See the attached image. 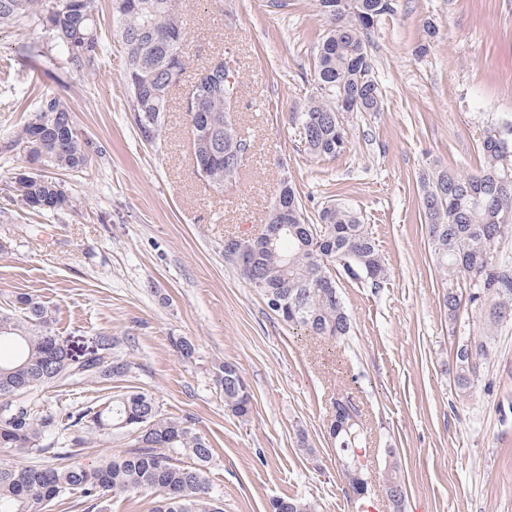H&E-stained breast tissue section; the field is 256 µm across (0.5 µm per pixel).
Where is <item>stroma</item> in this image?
I'll return each mask as SVG.
<instances>
[{"mask_svg":"<svg viewBox=\"0 0 512 512\" xmlns=\"http://www.w3.org/2000/svg\"><path fill=\"white\" fill-rule=\"evenodd\" d=\"M285 2L180 0L189 69L158 148L141 142L131 117L111 0H97L104 51L90 76L47 63L41 30L0 27V306L41 302L55 336L78 354L96 336L115 337L133 363L128 377L57 387L50 401L154 393L210 442L206 476L224 512H268L286 496L319 512H357L326 434L330 401L344 391L363 404L368 455L397 451L404 512H512V319L460 392L455 347L485 335L487 309L462 308L449 322L419 199L422 173L478 172L483 138L512 123V0H398L371 36L384 109L345 113L349 147L335 158L305 153L289 120L312 92L325 25L313 0ZM220 54L236 62V117L255 149L239 182L218 193L195 171L183 103L192 68ZM47 91L66 101L99 154L63 174L70 208L27 214L8 202L26 168L12 139ZM284 178L305 216L349 202L384 259L381 287L341 281L352 317L343 343L289 331L224 259L225 235L265 223ZM180 336L195 343L193 361L175 350ZM221 361L250 386L247 420L224 409L212 380ZM302 435L311 453L300 451Z\"/></svg>","mask_w":512,"mask_h":512,"instance_id":"obj_1","label":"stroma"}]
</instances>
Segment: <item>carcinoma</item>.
Returning <instances> with one entry per match:
<instances>
[{"label": "carcinoma", "mask_w": 512, "mask_h": 512, "mask_svg": "<svg viewBox=\"0 0 512 512\" xmlns=\"http://www.w3.org/2000/svg\"><path fill=\"white\" fill-rule=\"evenodd\" d=\"M0 0V26L34 24L51 41L55 58L87 74L98 66L100 42L95 0ZM116 32L126 55L130 111L142 142L161 144L167 103L185 70L186 28L174 0H112ZM326 24L314 61V92L301 111L292 113L305 149L334 158L348 149L344 112H380L383 92L372 76L371 32L397 9V0H314ZM239 83L226 72L224 58L198 67L186 98L193 122L192 156L197 174L216 192L238 182L254 141L236 122L230 104ZM39 164V172H21L12 182V201L29 211L72 206L65 186L45 175L49 170L81 172L97 153L76 127L74 112L57 94L42 96L28 121L15 133ZM485 164L467 178L434 171L421 180V207L429 229V248L448 289L443 306L456 321L461 305L491 302L489 328L512 318V266L498 259L497 245L512 234V126L485 136L480 144ZM288 222V232L272 248L253 249L247 238L224 246V259L238 266L250 287L288 327L316 338L344 342L351 316L340 278L380 287L386 275L375 241L349 204L328 205L314 222L306 221L295 189L283 182L267 223ZM51 312L31 297L0 307V341L17 354L0 360V448L44 459L42 465L0 464V512H38L66 494H77L91 508L105 494L163 490L154 512H221L207 494L206 465L212 448L186 419L163 413L154 394L131 390L97 404L72 410L53 405L43 391L60 383L110 382L128 375L132 362L109 335L96 337L95 358L82 360L60 344L51 328ZM490 336L468 338L455 350V383L470 389L480 362L490 356ZM185 361L196 358V345L173 340ZM214 385L224 409L238 419L252 413L253 396L231 362L212 366ZM362 411L348 395L334 398L328 435L337 455L352 462L355 451L367 456L361 430ZM117 436L125 450L96 466L80 455L88 444ZM366 461L351 484L362 508L374 502ZM385 494L393 512H403L405 483L393 448L384 449ZM270 512H316L314 503L292 497L270 501Z\"/></svg>", "instance_id": "cac0c4a2"}]
</instances>
